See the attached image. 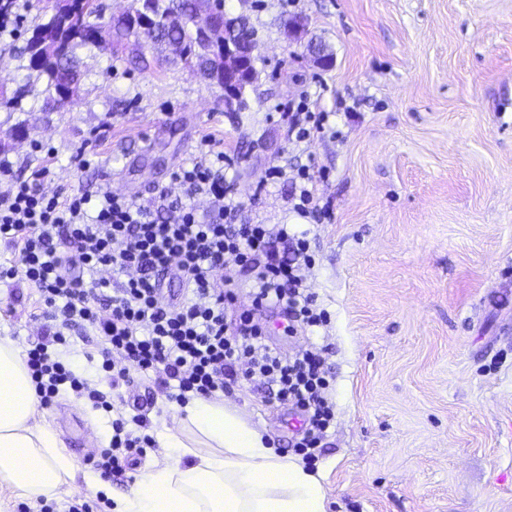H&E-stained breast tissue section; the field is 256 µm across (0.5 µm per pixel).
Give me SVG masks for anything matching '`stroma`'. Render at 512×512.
<instances>
[{
  "mask_svg": "<svg viewBox=\"0 0 512 512\" xmlns=\"http://www.w3.org/2000/svg\"><path fill=\"white\" fill-rule=\"evenodd\" d=\"M51 0H24L21 36L0 44V87L26 84L21 51ZM258 31L261 81L246 112L191 68L134 69L111 44L84 51L75 104L48 112L39 86L22 111L0 107V139L18 122L29 134L0 152V184L49 165L47 192L109 187L139 204L173 179L204 139L224 154V176L241 207L238 224H292L308 231L315 263L307 286L326 326L291 336L270 313L268 344L292 354L325 348L334 375L335 421L313 472L327 512H512V0H224ZM305 17L298 35L283 20ZM333 56L321 67L309 41ZM328 113L325 134L293 143L288 116L304 95ZM284 167L263 185L266 170ZM310 166L331 215L316 224L289 209L298 171ZM35 288L0 282V339L26 352L44 330ZM90 327L75 328L64 355L107 390ZM130 398L147 401L162 440L176 404L153 379L132 374ZM225 406L290 458V406L255 384L223 395ZM80 471L107 447L115 413L61 391L42 408ZM159 445L95 489L48 496L54 512L74 500L109 512L141 467L164 462Z\"/></svg>",
  "mask_w": 512,
  "mask_h": 512,
  "instance_id": "obj_1",
  "label": "stroma"
}]
</instances>
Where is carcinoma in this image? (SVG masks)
<instances>
[{
  "instance_id": "1",
  "label": "carcinoma",
  "mask_w": 512,
  "mask_h": 512,
  "mask_svg": "<svg viewBox=\"0 0 512 512\" xmlns=\"http://www.w3.org/2000/svg\"><path fill=\"white\" fill-rule=\"evenodd\" d=\"M225 18L223 0H134L131 11L104 19L103 6L95 0H56L53 11L39 17L22 52L28 77L42 82L44 109L57 110L74 103L81 71L79 53L100 44L97 28H112L117 44L146 38L147 47L160 52L174 45L182 61L202 73L213 69L212 55L199 37L204 18Z\"/></svg>"
}]
</instances>
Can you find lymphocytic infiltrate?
<instances>
[{
	"mask_svg": "<svg viewBox=\"0 0 512 512\" xmlns=\"http://www.w3.org/2000/svg\"><path fill=\"white\" fill-rule=\"evenodd\" d=\"M223 161L214 147L200 150L174 174L184 198L162 192L148 204L107 188L94 196L50 194L42 188L49 168H36L30 180L0 194V241L16 255L11 264H0V280L20 277L35 287L40 315L53 323L25 358L43 406L66 388L94 408L113 410L112 389L134 371L155 376L168 400L179 405L193 396H217L244 378L257 382L266 398L300 412L303 429L294 451L311 465L335 416L323 352L308 347L282 355L266 344L255 319L259 312L280 311L289 334L326 323L325 310L306 286L310 240L307 232H290L284 224L231 223L240 205L226 197ZM199 198L209 201L208 214L199 213ZM284 242L291 244L295 263L279 260ZM229 263L253 278L252 306L232 323L225 307L234 299V285L215 276ZM107 267L125 274V281L115 285L104 278ZM169 275L182 288L180 301L164 295ZM79 323L102 339L100 369L110 392L91 388L56 352L69 344ZM147 428L140 414L113 421L110 444L94 468L105 477L124 473L154 447Z\"/></svg>",
	"mask_w": 512,
	"mask_h": 512,
	"instance_id": "f902f5d3",
	"label": "lymphocytic infiltrate"
}]
</instances>
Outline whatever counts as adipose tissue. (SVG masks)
I'll return each mask as SVG.
<instances>
[{
    "label": "adipose tissue",
    "instance_id": "1",
    "mask_svg": "<svg viewBox=\"0 0 512 512\" xmlns=\"http://www.w3.org/2000/svg\"><path fill=\"white\" fill-rule=\"evenodd\" d=\"M184 411L191 437L167 434L165 463L146 467L113 512H326L319 478L267 447L235 410L195 397ZM74 476L22 358L1 340L0 485L38 498L73 489Z\"/></svg>",
    "mask_w": 512,
    "mask_h": 512
}]
</instances>
